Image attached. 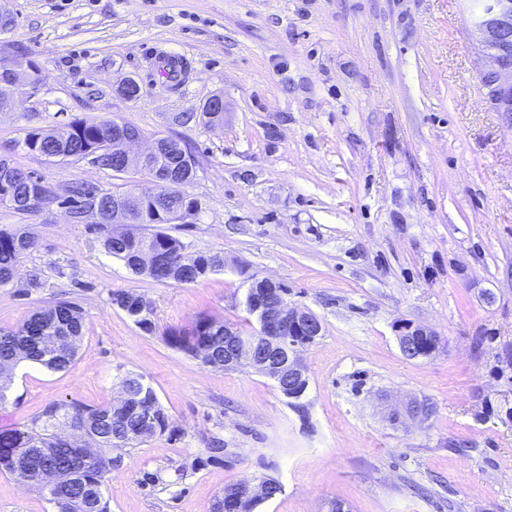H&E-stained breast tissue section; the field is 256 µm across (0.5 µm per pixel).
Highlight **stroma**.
Segmentation results:
<instances>
[{
	"label": "stroma",
	"instance_id": "stroma-1",
	"mask_svg": "<svg viewBox=\"0 0 512 512\" xmlns=\"http://www.w3.org/2000/svg\"><path fill=\"white\" fill-rule=\"evenodd\" d=\"M0 12V57L44 76L0 114V155L54 190L37 212L0 206V229L34 236L23 266L41 272L0 288V329L61 300L85 315L69 368L16 367L0 429L59 401L111 404L135 373L173 431L123 453L108 512H212L225 486L263 478L283 491L255 512H512V125L485 101L489 60L462 0H0ZM173 52L188 60L176 78L157 60ZM215 95L212 126L200 113ZM83 117L140 128V152L185 144L202 212L165 230L188 253H223L224 271L161 283L100 250L92 218L66 205L73 186L152 191L150 176L14 147ZM255 277L322 321L302 354V409L268 377L168 342L201 316L240 323ZM120 292L151 304L153 332L113 304ZM402 322L436 332L438 350L405 359ZM414 398L432 417L393 423ZM0 512L57 508L0 472Z\"/></svg>",
	"mask_w": 512,
	"mask_h": 512
}]
</instances>
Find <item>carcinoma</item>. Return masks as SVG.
Here are the masks:
<instances>
[{
	"label": "carcinoma",
	"mask_w": 512,
	"mask_h": 512,
	"mask_svg": "<svg viewBox=\"0 0 512 512\" xmlns=\"http://www.w3.org/2000/svg\"><path fill=\"white\" fill-rule=\"evenodd\" d=\"M72 132L65 141L42 130H31L18 146L43 156L62 159H92L103 150L112 149V122L97 118L75 119L69 123ZM38 188L31 174L6 158H0V206L15 211H26L23 202ZM148 217L132 214V223L116 229L112 216L102 213L96 227L104 231L100 239L103 251L131 268L137 255L144 251L158 254L159 267L154 280L166 279L178 283H195L209 275V270L224 255L219 252L185 253V245L165 232H149L142 224ZM35 247V240L22 230H0V286L13 284L23 278L39 279L35 270L22 269L26 254ZM210 318H199L188 332L169 334V342L176 349L194 357L200 345L198 333ZM84 312L78 305L58 301L37 309L21 325L0 331V401L11 382L15 368L22 362H31L59 371L74 361L83 337ZM135 393L150 404L157 419L155 434L163 435L169 428V418L151 387L136 386ZM69 425L91 440L96 456L87 466L62 478L58 487V512H107L103 487L112 465L118 458L112 451L135 448L151 439L146 436L134 441L127 432L136 425V416L130 414L121 420L112 416V406L93 407L77 401L55 402L34 421L33 426L0 430V471L14 473L20 463L33 475L42 472L67 471L80 444L68 446L57 443V428ZM51 448L50 454L36 452Z\"/></svg>",
	"instance_id": "obj_1"
}]
</instances>
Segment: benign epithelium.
<instances>
[{
	"label": "benign epithelium",
	"instance_id": "benign-epithelium-1",
	"mask_svg": "<svg viewBox=\"0 0 512 512\" xmlns=\"http://www.w3.org/2000/svg\"><path fill=\"white\" fill-rule=\"evenodd\" d=\"M471 35L479 41L491 59L489 68L481 75L491 83L484 85L489 107L506 117L512 125V0H475L469 6ZM42 83V70L32 61L23 70L0 62V85L10 89L12 97L19 99L34 94ZM142 139L139 129L127 124L112 123V174L124 175L132 170L148 173L161 186L178 184L173 176L157 162L165 148L175 145L187 166L194 158L188 149L167 137L154 140L151 147L137 155L130 148ZM112 223H131V213L148 210L159 224H193L198 220L201 205L197 200L185 201L175 207L162 191L136 194L112 191L109 196ZM245 308L259 329L245 335L233 326L224 325V368L248 366L255 372L272 379L287 399L302 398L308 387V378L301 363L303 347L296 337L303 336L314 342L321 336L323 326L317 315L288 301V290L270 278H254L248 289ZM397 341L407 359L418 356V341L433 332L422 326L401 323L396 327ZM433 411L418 399L407 402L403 410L392 414V419H410L423 423ZM155 417L150 411L140 412L139 423L130 437L137 439L152 432ZM266 481H242L224 495V512H241L245 501H257L264 496Z\"/></svg>",
	"mask_w": 512,
	"mask_h": 512
}]
</instances>
